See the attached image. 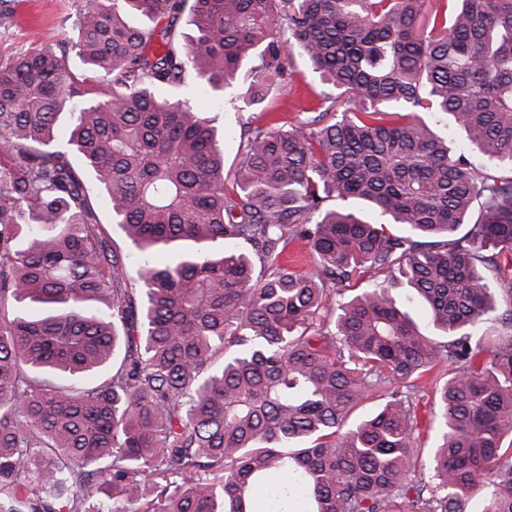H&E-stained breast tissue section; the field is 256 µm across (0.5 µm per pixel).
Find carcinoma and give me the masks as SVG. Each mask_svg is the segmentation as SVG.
I'll list each match as a JSON object with an SVG mask.
<instances>
[{
	"label": "carcinoma",
	"instance_id": "obj_1",
	"mask_svg": "<svg viewBox=\"0 0 512 512\" xmlns=\"http://www.w3.org/2000/svg\"><path fill=\"white\" fill-rule=\"evenodd\" d=\"M73 27L87 73L0 65V512H512V0H83ZM295 53L320 111L247 118L224 171L176 91L246 68L248 109ZM91 202L102 219V222L107 224V230L115 243L121 248L123 253H130L131 258L130 262L127 264V271L132 278L136 279L138 270V263L134 258L136 249L129 241H127L120 226L112 224V202L110 198L104 193L93 190L91 194ZM423 403L417 407L416 434L420 435L422 443H424V451L413 459L415 474L418 477L420 473L428 475L430 469L429 448L435 446L440 439L441 424L438 408L430 403Z\"/></svg>",
	"mask_w": 512,
	"mask_h": 512
}]
</instances>
